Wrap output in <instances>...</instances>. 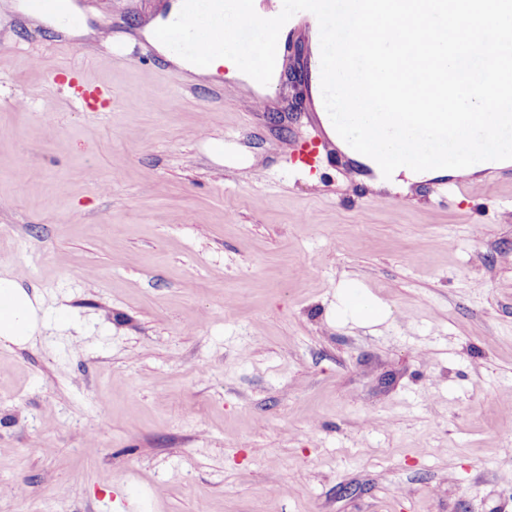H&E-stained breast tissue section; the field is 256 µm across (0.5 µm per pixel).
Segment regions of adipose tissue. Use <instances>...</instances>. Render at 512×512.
<instances>
[{
  "label": "adipose tissue",
  "mask_w": 512,
  "mask_h": 512,
  "mask_svg": "<svg viewBox=\"0 0 512 512\" xmlns=\"http://www.w3.org/2000/svg\"><path fill=\"white\" fill-rule=\"evenodd\" d=\"M185 8L184 0H172L167 14L157 16L144 28L143 34L160 54L168 56L171 62L202 80L211 75V62L172 54L163 36L171 19ZM43 326V303L40 297L23 288L17 277L0 275V342L25 345L40 333Z\"/></svg>",
  "instance_id": "1"
}]
</instances>
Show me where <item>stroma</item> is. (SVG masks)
<instances>
[{
  "mask_svg": "<svg viewBox=\"0 0 512 512\" xmlns=\"http://www.w3.org/2000/svg\"><path fill=\"white\" fill-rule=\"evenodd\" d=\"M77 2L108 37L0 15V273L45 315L0 344V512H512V167L391 203L288 81L307 20L259 93L168 78L159 0ZM69 65L107 107L30 96ZM343 298L345 308L362 323H378L388 314L384 306L353 289H344Z\"/></svg>",
  "mask_w": 512,
  "mask_h": 512,
  "instance_id": "stroma-1",
  "label": "stroma"
}]
</instances>
